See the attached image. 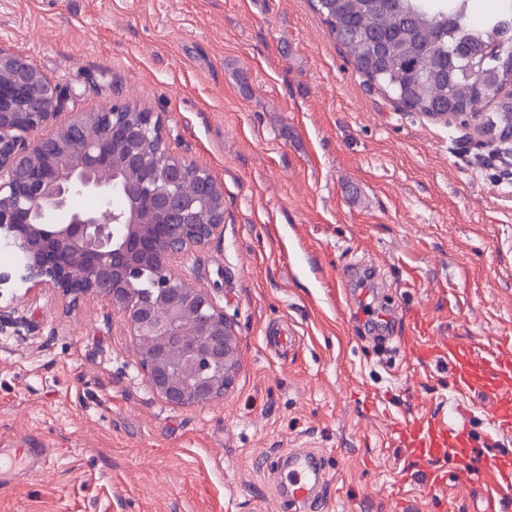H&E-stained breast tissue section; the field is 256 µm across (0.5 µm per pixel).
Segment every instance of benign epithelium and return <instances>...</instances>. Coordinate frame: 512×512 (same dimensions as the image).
Segmentation results:
<instances>
[{
	"instance_id": "benign-epithelium-1",
	"label": "benign epithelium",
	"mask_w": 512,
	"mask_h": 512,
	"mask_svg": "<svg viewBox=\"0 0 512 512\" xmlns=\"http://www.w3.org/2000/svg\"><path fill=\"white\" fill-rule=\"evenodd\" d=\"M57 87L25 57L0 49V228L23 258L18 277L0 286L51 290L67 306L103 299L120 313L131 336H155L161 350L141 359L150 388L175 406H203L231 384L237 332L213 297L173 276L190 253L224 234V193L212 175L176 155L151 112L112 105L79 114L42 134L57 116ZM194 179L195 203L210 223L190 222L193 204L175 184ZM93 194L94 210L72 199ZM123 197L125 205L112 207ZM160 274L155 293L131 300L138 274ZM196 316L195 339L182 341L183 319Z\"/></svg>"
}]
</instances>
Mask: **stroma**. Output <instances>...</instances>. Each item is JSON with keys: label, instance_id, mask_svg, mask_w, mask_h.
Segmentation results:
<instances>
[{"label": "stroma", "instance_id": "obj_1", "mask_svg": "<svg viewBox=\"0 0 512 512\" xmlns=\"http://www.w3.org/2000/svg\"><path fill=\"white\" fill-rule=\"evenodd\" d=\"M0 47L57 84L64 115L159 116L175 154L224 192V234L178 275L238 334L223 398L154 395L122 317L0 287V512H294L277 461L317 452L329 512H484L429 493L393 423L477 401L391 352L402 313L512 349V164L501 143L399 107L354 67L311 0H0ZM391 315L374 341L363 308ZM288 324L292 347L266 334Z\"/></svg>", "mask_w": 512, "mask_h": 512}]
</instances>
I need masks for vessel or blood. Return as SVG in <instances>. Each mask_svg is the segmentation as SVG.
I'll return each instance as SVG.
<instances>
[{"instance_id":"vessel-or-blood-1","label":"vessel or blood","mask_w":512,"mask_h":512,"mask_svg":"<svg viewBox=\"0 0 512 512\" xmlns=\"http://www.w3.org/2000/svg\"><path fill=\"white\" fill-rule=\"evenodd\" d=\"M406 320L412 333L403 339L405 355L425 365L447 364L453 394L481 398L487 440L511 435L512 353L456 336L434 335L415 311L407 312ZM392 437L406 449L409 460L427 462L421 480L430 489L443 491L466 481L483 494L486 512H512V455L480 454L466 418L419 415L394 424ZM322 479L308 455H289L285 482L293 504L303 512H324L325 502L313 494L314 484Z\"/></svg>"}]
</instances>
